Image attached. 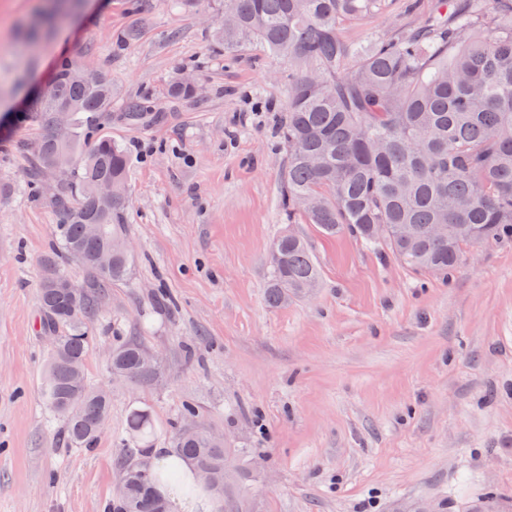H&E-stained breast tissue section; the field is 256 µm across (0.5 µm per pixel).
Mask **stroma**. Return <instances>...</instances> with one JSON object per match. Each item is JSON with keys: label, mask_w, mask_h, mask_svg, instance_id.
I'll list each match as a JSON object with an SVG mask.
<instances>
[{"label": "stroma", "mask_w": 512, "mask_h": 512, "mask_svg": "<svg viewBox=\"0 0 512 512\" xmlns=\"http://www.w3.org/2000/svg\"><path fill=\"white\" fill-rule=\"evenodd\" d=\"M52 2L0 0V116L61 58L111 72L121 101L99 133L130 159L133 265L105 298L86 365L110 419L95 448L67 447L42 396L49 345L37 304L60 221L55 183L30 178L37 130L0 129V512H104L128 411L147 406L167 423L186 402L243 450V512H512V241L477 244L445 278L289 225L286 61L257 44L224 54L212 38L220 0H65L53 16ZM43 18L52 33L27 56L18 32ZM137 23L139 39L116 47ZM180 68L201 80L192 99L166 93ZM126 98L151 112L127 119ZM290 227L321 284L273 308L265 257ZM131 336L163 361L153 388L107 373Z\"/></svg>", "instance_id": "1"}]
</instances>
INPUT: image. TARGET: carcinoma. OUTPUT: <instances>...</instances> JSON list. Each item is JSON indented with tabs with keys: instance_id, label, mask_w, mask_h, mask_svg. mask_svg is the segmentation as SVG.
<instances>
[{
	"instance_id": "obj_1",
	"label": "carcinoma",
	"mask_w": 512,
	"mask_h": 512,
	"mask_svg": "<svg viewBox=\"0 0 512 512\" xmlns=\"http://www.w3.org/2000/svg\"><path fill=\"white\" fill-rule=\"evenodd\" d=\"M394 0H224L216 31L224 52L257 43L288 61V108L282 128L288 160L281 204L288 221L325 236L348 232L373 251H388L414 271L448 276L466 248L512 239V0H403L414 22L397 24L366 44L341 29L389 13ZM177 73L167 88L176 100L196 96ZM118 95L112 77L86 71L68 58L56 66L52 91L35 98L17 122L41 131L34 168L56 176V249L42 260L38 291L43 326L56 332L42 381L43 396L65 422L73 448H92L111 414L106 390L88 380L86 363L97 345L93 324L110 288L128 280L131 254L119 217L128 201L129 157L97 136L100 119ZM112 183V207L98 195ZM100 226L96 237L87 225ZM435 224L448 236L435 237ZM281 261L268 265V303L317 287L320 269L297 234L272 242ZM112 253V265L95 257ZM80 265L86 279L71 291L48 283L68 277L60 259ZM138 336L112 348V374L150 388L163 369L142 357ZM183 406L181 420L160 424L147 407L127 417L129 439L114 501L107 512H169L140 448L165 432L170 448L214 477L224 512H240L231 493L239 476H225L223 437Z\"/></svg>"
}]
</instances>
